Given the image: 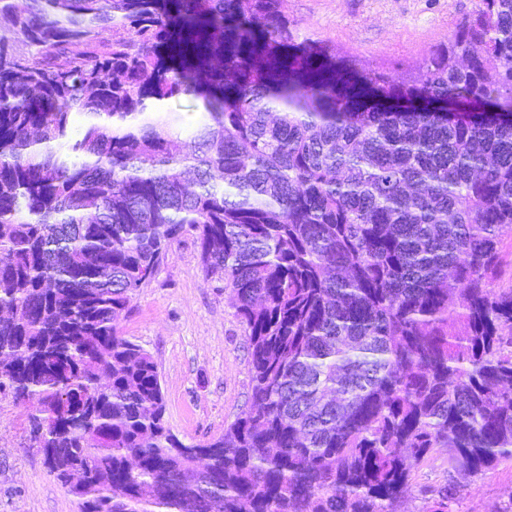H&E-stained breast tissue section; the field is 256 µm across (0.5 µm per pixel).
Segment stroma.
Here are the masks:
<instances>
[{
    "label": "stroma",
    "mask_w": 512,
    "mask_h": 512,
    "mask_svg": "<svg viewBox=\"0 0 512 512\" xmlns=\"http://www.w3.org/2000/svg\"><path fill=\"white\" fill-rule=\"evenodd\" d=\"M479 0H284L299 38L317 41L358 66L418 77L436 47ZM120 331L157 364L165 418L187 444L223 434L250 392L246 336L223 282L205 278L191 238L174 243L156 278L142 288ZM27 412L0 394V512H77L27 430ZM449 512H502L512 503V461L476 476L457 471L440 448L413 474L410 512H425L440 491Z\"/></svg>",
    "instance_id": "obj_1"
}]
</instances>
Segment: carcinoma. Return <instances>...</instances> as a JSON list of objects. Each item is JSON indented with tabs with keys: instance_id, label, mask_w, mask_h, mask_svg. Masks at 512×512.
Instances as JSON below:
<instances>
[{
	"instance_id": "1",
	"label": "carcinoma",
	"mask_w": 512,
	"mask_h": 512,
	"mask_svg": "<svg viewBox=\"0 0 512 512\" xmlns=\"http://www.w3.org/2000/svg\"><path fill=\"white\" fill-rule=\"evenodd\" d=\"M282 3L0 0V393L37 399L79 512H400L438 448L512 459V0L414 79L296 41ZM182 94L187 139L156 116ZM185 235L251 374L198 445L118 334ZM161 112H177L181 116V128H189L201 118L204 112L200 99L193 95H180L179 97L168 100ZM163 113V115H165Z\"/></svg>"
}]
</instances>
